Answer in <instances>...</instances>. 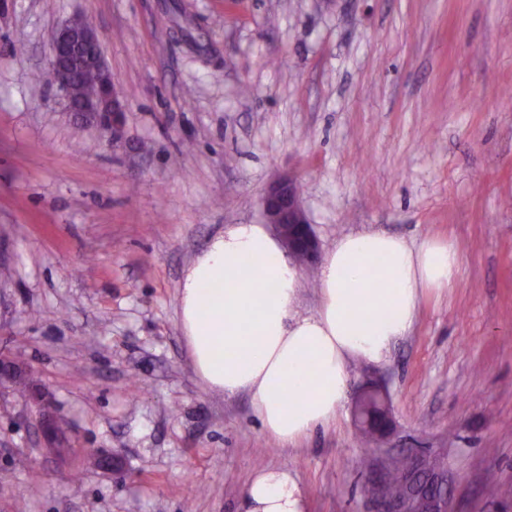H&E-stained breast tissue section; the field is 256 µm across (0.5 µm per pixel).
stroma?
I'll list each match as a JSON object with an SVG mask.
<instances>
[{
	"instance_id": "1",
	"label": "stroma",
	"mask_w": 512,
	"mask_h": 512,
	"mask_svg": "<svg viewBox=\"0 0 512 512\" xmlns=\"http://www.w3.org/2000/svg\"><path fill=\"white\" fill-rule=\"evenodd\" d=\"M74 17L103 37L120 141L36 78ZM288 175L321 252L385 232L461 257L293 448L206 387L179 318L185 268ZM0 353L75 447L44 449L0 380V512H240L267 467L306 512H369L370 471L412 448L445 458L448 512H512V0H0ZM371 382L392 426L366 442Z\"/></svg>"
}]
</instances>
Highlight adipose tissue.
<instances>
[{
	"label": "adipose tissue",
	"mask_w": 512,
	"mask_h": 512,
	"mask_svg": "<svg viewBox=\"0 0 512 512\" xmlns=\"http://www.w3.org/2000/svg\"><path fill=\"white\" fill-rule=\"evenodd\" d=\"M255 274L241 275L244 261ZM454 244L411 247L384 233L347 234L325 256L320 303L299 314V271L262 224L216 235L185 269L180 323L197 376L211 390L249 392L263 429L293 445L335 420L348 365L380 362L411 328L425 292L453 286ZM243 512H304V494L284 469L251 479Z\"/></svg>",
	"instance_id": "ef3b65f1"
}]
</instances>
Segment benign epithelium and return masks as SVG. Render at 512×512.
I'll return each mask as SVG.
<instances>
[{
  "mask_svg": "<svg viewBox=\"0 0 512 512\" xmlns=\"http://www.w3.org/2000/svg\"><path fill=\"white\" fill-rule=\"evenodd\" d=\"M102 43V35L93 26L82 18H71L54 33L46 68L52 72L53 86L66 101L73 117L99 128L113 142L122 136L125 103L106 67ZM85 71L98 75L97 86L91 96L77 98L73 87ZM262 214L265 223L273 226L291 254L307 263L315 260L319 243L302 205L296 180L288 176L272 181L262 197ZM37 402L39 432L45 446L53 449L65 444L52 402L44 395L38 396ZM436 489L437 492L425 500V512H448V485L441 475L437 477ZM367 495L372 505L370 512H419L415 495L391 492L385 468L370 482Z\"/></svg>",
  "mask_w": 512,
  "mask_h": 512,
  "instance_id": "obj_1",
  "label": "benign epithelium"
}]
</instances>
